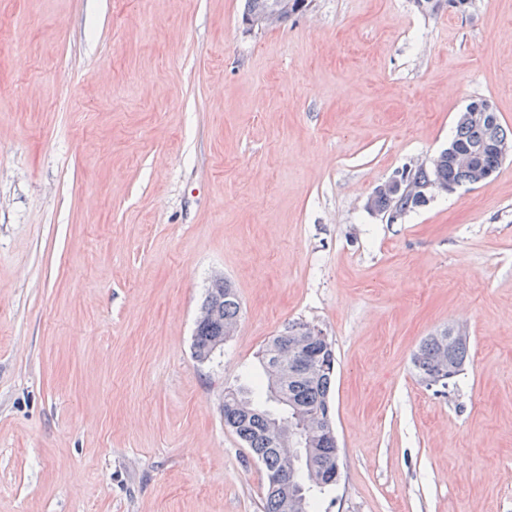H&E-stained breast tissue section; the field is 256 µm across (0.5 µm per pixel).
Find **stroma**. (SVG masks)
Segmentation results:
<instances>
[{
	"mask_svg": "<svg viewBox=\"0 0 512 512\" xmlns=\"http://www.w3.org/2000/svg\"><path fill=\"white\" fill-rule=\"evenodd\" d=\"M0 0V512H261L224 392L322 329L320 512H512V154L395 222L374 190L484 100L512 138V0ZM240 316L193 356L214 275ZM461 325L447 388L412 357ZM245 10L243 14V21L247 18H255L262 15L266 10H268L272 4L276 0H245ZM288 7V10L285 11V8ZM307 7L306 0H277L274 9L269 11L268 13L260 16L252 22H248V24H252L258 26L260 29L266 28L268 26L274 25L280 22L281 14V22L288 21V18L291 16L301 12L303 9Z\"/></svg>",
	"mask_w": 512,
	"mask_h": 512,
	"instance_id": "1",
	"label": "stroma"
}]
</instances>
